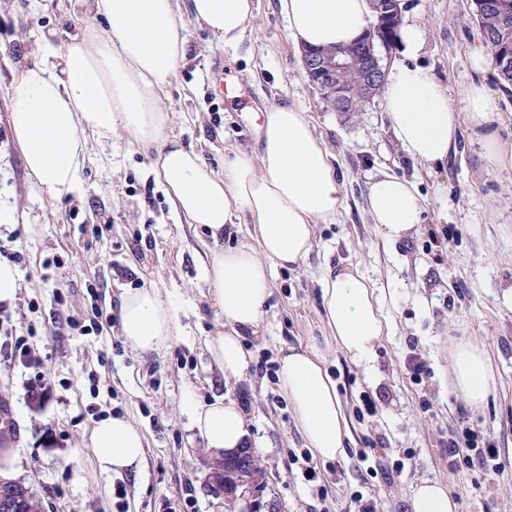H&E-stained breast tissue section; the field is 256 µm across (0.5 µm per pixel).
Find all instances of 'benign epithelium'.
<instances>
[{"mask_svg": "<svg viewBox=\"0 0 512 512\" xmlns=\"http://www.w3.org/2000/svg\"><path fill=\"white\" fill-rule=\"evenodd\" d=\"M398 0H377L373 3V11L376 12L375 21L371 22L366 37L362 43V56L365 63L366 76L363 84L358 88L357 92H352L349 88L337 81L340 72L346 65V51L339 48L336 55L327 61H317L315 58H308L305 67L311 73L320 76L322 82L329 86L332 93L333 109L340 112L346 109L354 95L362 98L370 99L381 91L386 71L378 54L373 50V37L375 28L382 26L388 20V16L397 10ZM243 456V449L237 448L230 452L222 453L219 458H211L209 462L210 472L206 479L217 493L224 496V501L233 505L242 504L237 512H256V504L252 500L255 492V485L249 482H239L237 485L228 488L224 486L221 477L224 476L225 466Z\"/></svg>", "mask_w": 512, "mask_h": 512, "instance_id": "7a95c632", "label": "benign epithelium"}]
</instances>
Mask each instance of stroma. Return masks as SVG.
<instances>
[{"mask_svg":"<svg viewBox=\"0 0 512 512\" xmlns=\"http://www.w3.org/2000/svg\"><path fill=\"white\" fill-rule=\"evenodd\" d=\"M242 42L213 45L190 15L182 20L191 53L170 88V105L185 145L201 150L212 169L224 148L258 149L256 110H237L213 86L224 72L258 108L285 101L303 105L316 134L346 178L340 212L316 226L314 248L298 267L277 269L259 337H245L254 360L279 358L287 347L324 360L344 404L351 432L342 457L319 461V482H305L289 451L305 450L287 397L275 381L251 369L239 381L218 376L205 339L220 324L207 298L204 226L180 222L151 162L125 141L93 145L78 192L44 198L28 176L11 133L9 88L31 60L40 31L67 41L77 31L71 0H0V213L13 227L0 249L18 254L21 274L13 306H0V344L26 337L50 383L31 391L33 369L0 357V399L15 413L17 432L7 452L12 476L31 485L44 512H170L192 493L195 512H224V499L205 482L209 456L193 428L187 403L237 402L250 419V445L264 480L261 512H344L350 493L373 499L377 512H410L422 481L443 486L455 512H512V165L485 158L482 134L512 149V89L495 67L477 74L470 56L480 41L472 0H401L402 20L416 24L424 45L417 65L447 87L453 105L472 81L490 88L496 120L474 127L462 111L457 150L437 166L411 160L394 138L375 96L362 112L333 111L303 69L301 47L288 35L278 0H254ZM381 172L412 181L424 203L423 222L407 240L387 244L365 213L367 184ZM107 225L91 239L85 226ZM357 268L375 283L388 332L373 369L353 362L328 337L321 303L327 265ZM95 295H88L87 286ZM154 288L178 308L181 330L161 353L138 354L124 344L116 321L123 292ZM89 325L72 330L67 317ZM481 347L495 373L488 401L468 404L452 388L450 352L456 343ZM429 375L415 383L404 367L411 351ZM374 402L365 410L363 398ZM431 402L421 412V398ZM120 415L145 437L144 464L102 473L91 433L102 418ZM469 427L499 451L496 472L448 468V439ZM375 453L362 456L368 444ZM331 482L322 496L320 482Z\"/></svg>","mask_w":512,"mask_h":512,"instance_id":"1","label":"stroma"}]
</instances>
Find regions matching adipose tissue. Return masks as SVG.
Masks as SVG:
<instances>
[{
  "label": "adipose tissue",
  "mask_w": 512,
  "mask_h": 512,
  "mask_svg": "<svg viewBox=\"0 0 512 512\" xmlns=\"http://www.w3.org/2000/svg\"><path fill=\"white\" fill-rule=\"evenodd\" d=\"M79 35L59 42L55 33L36 40L35 58L12 84V136L29 177L57 200L75 192L92 143L118 137L153 163L170 206L189 225L208 228L215 248L205 275L223 319L206 340L220 374L240 379L252 358L246 335H259L263 306L277 269L302 264L315 243V226L341 209L345 179L315 135L306 109L295 102L263 112L260 146L224 152V169L214 172L201 152L186 147L174 131L176 113L167 93L185 64L189 41L181 19L189 10L217 44L236 47L254 15L253 0H77ZM289 36L298 45L327 47L357 41L371 21L368 0H280ZM103 27H96L95 17ZM384 107L393 134L415 160L444 163L457 143L459 114L447 89L421 66H403L387 76ZM373 224L391 243L409 238L421 224L423 203L414 184L383 173L367 188ZM248 224L254 245L221 247L226 228ZM322 306L337 346L355 363L372 365L386 323L371 281L358 270L327 267ZM120 334L137 352L166 349L177 330L173 302L157 289L122 295ZM453 387L470 404H484L495 382L485 353L456 347ZM278 382L295 413L308 447L318 458L342 456L349 438L347 419L320 359L296 348L279 357ZM193 426L211 451L245 447L247 416L236 403L190 406ZM92 448L102 472L138 468L144 437L127 419L96 423Z\"/></svg>",
  "instance_id": "obj_1"
}]
</instances>
